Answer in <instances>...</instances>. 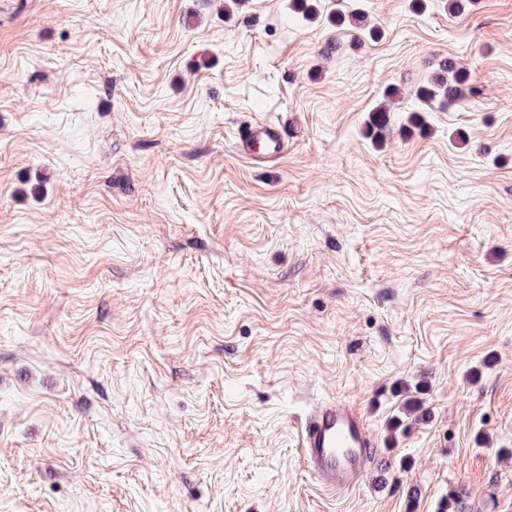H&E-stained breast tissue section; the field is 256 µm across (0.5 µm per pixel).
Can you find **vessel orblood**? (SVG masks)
Returning a JSON list of instances; mask_svg holds the SVG:
<instances>
[{"mask_svg": "<svg viewBox=\"0 0 512 512\" xmlns=\"http://www.w3.org/2000/svg\"><path fill=\"white\" fill-rule=\"evenodd\" d=\"M242 154L251 160H275L286 150L285 133L276 124H251L239 133ZM308 471L330 491L357 485L375 462V443L363 415L345 402L318 404L301 430Z\"/></svg>", "mask_w": 512, "mask_h": 512, "instance_id": "obj_1", "label": "vessel or blood"}]
</instances>
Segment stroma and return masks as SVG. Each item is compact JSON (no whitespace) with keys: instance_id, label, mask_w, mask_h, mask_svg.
<instances>
[{"instance_id":"stroma-1","label":"stroma","mask_w":512,"mask_h":512,"mask_svg":"<svg viewBox=\"0 0 512 512\" xmlns=\"http://www.w3.org/2000/svg\"><path fill=\"white\" fill-rule=\"evenodd\" d=\"M288 2L0 0V512H512V0ZM328 399L382 452L336 494ZM476 94L468 73L448 59L441 60L431 79L417 90L421 102L438 100L444 105L458 108L467 106ZM241 153L253 161L275 160L286 151L283 128L276 124H251L244 126L239 133ZM308 471L327 490H349L375 462V443L363 415L346 402L318 404L301 430Z\"/></svg>"}]
</instances>
